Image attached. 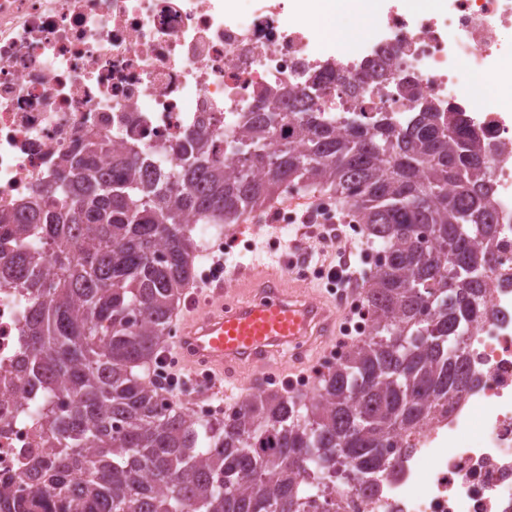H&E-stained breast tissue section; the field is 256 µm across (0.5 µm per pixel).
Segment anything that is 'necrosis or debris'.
Returning a JSON list of instances; mask_svg holds the SVG:
<instances>
[{
    "instance_id": "1",
    "label": "necrosis or debris",
    "mask_w": 512,
    "mask_h": 512,
    "mask_svg": "<svg viewBox=\"0 0 512 512\" xmlns=\"http://www.w3.org/2000/svg\"><path fill=\"white\" fill-rule=\"evenodd\" d=\"M315 0H0V212L46 181L89 134L163 162L161 148L213 117L236 131L261 91L326 76L329 112L454 107L493 161L499 260L489 315L469 346L472 388L418 427L374 493L337 487L343 512H512V107L465 96L463 77L512 90V0H372L378 23L348 50L324 37ZM390 80L379 79L381 69ZM26 295L0 289V488L41 447L15 409Z\"/></svg>"
}]
</instances>
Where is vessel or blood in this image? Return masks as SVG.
Returning a JSON list of instances; mask_svg holds the SVG:
<instances>
[{"instance_id": "1", "label": "vessel or blood", "mask_w": 512, "mask_h": 512, "mask_svg": "<svg viewBox=\"0 0 512 512\" xmlns=\"http://www.w3.org/2000/svg\"><path fill=\"white\" fill-rule=\"evenodd\" d=\"M183 309L181 358L202 376L238 384L256 383L272 354L329 340L340 318L332 301L292 287L286 268L255 262L214 281L209 300L191 293Z\"/></svg>"}]
</instances>
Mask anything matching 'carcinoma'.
<instances>
[{
    "label": "carcinoma",
    "mask_w": 512,
    "mask_h": 512,
    "mask_svg": "<svg viewBox=\"0 0 512 512\" xmlns=\"http://www.w3.org/2000/svg\"><path fill=\"white\" fill-rule=\"evenodd\" d=\"M337 123L305 88L268 89L234 134L216 121L163 147L161 180L134 152L97 167L109 144L91 137L0 213V288L28 297L18 369L36 403L17 409L47 447L18 512H331L336 484L374 490L405 434L471 388L500 233L482 136L430 105ZM297 185L348 203L378 244L372 330L311 396L251 394L192 423L143 372L193 279L196 225L229 228Z\"/></svg>",
    "instance_id": "obj_1"
}]
</instances>
